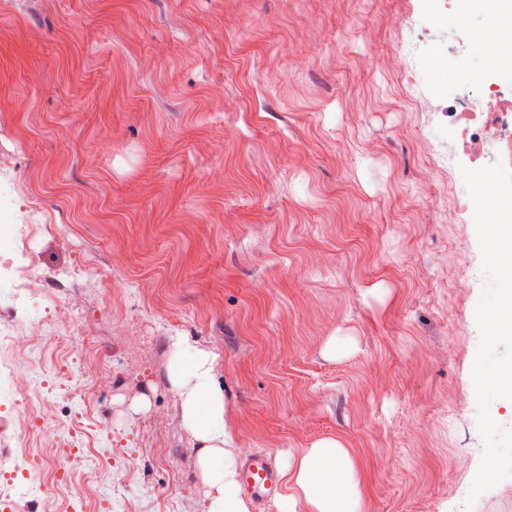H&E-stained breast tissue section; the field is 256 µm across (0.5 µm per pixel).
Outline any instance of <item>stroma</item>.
Listing matches in <instances>:
<instances>
[{
    "label": "stroma",
    "mask_w": 512,
    "mask_h": 512,
    "mask_svg": "<svg viewBox=\"0 0 512 512\" xmlns=\"http://www.w3.org/2000/svg\"><path fill=\"white\" fill-rule=\"evenodd\" d=\"M414 0H0V186L37 225L34 295L56 318L0 466L46 470L34 512L85 489L112 512H207L169 338L216 356L240 459L333 438L368 459L367 512H464L484 277L448 205ZM84 279L58 286L76 260ZM92 382L89 397L80 381ZM99 427L61 481L69 414Z\"/></svg>",
    "instance_id": "stroma-1"
}]
</instances>
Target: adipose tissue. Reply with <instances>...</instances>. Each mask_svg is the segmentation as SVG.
I'll return each mask as SVG.
<instances>
[{
    "label": "adipose tissue",
    "mask_w": 512,
    "mask_h": 512,
    "mask_svg": "<svg viewBox=\"0 0 512 512\" xmlns=\"http://www.w3.org/2000/svg\"><path fill=\"white\" fill-rule=\"evenodd\" d=\"M168 378L178 396L185 428L199 444V466L207 486V512H250L237 481V451L226 420L224 389L213 354L185 335L170 339ZM292 493L278 512H364L366 476L352 449L322 440L290 458L282 471Z\"/></svg>",
    "instance_id": "obj_1"
}]
</instances>
